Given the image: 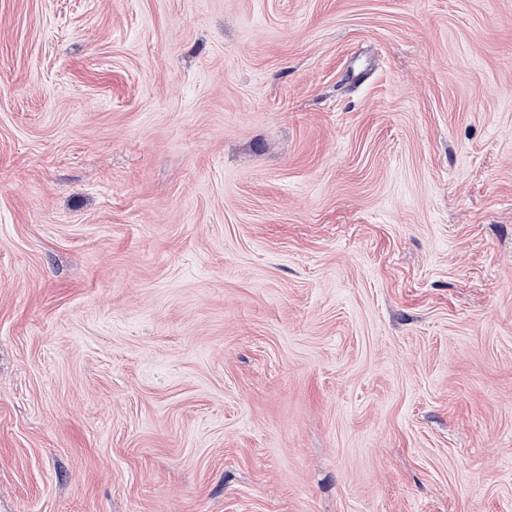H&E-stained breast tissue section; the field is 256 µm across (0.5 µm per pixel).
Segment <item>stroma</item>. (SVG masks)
<instances>
[{"label": "stroma", "instance_id": "1", "mask_svg": "<svg viewBox=\"0 0 512 512\" xmlns=\"http://www.w3.org/2000/svg\"><path fill=\"white\" fill-rule=\"evenodd\" d=\"M0 512H512V0H0Z\"/></svg>", "mask_w": 512, "mask_h": 512}]
</instances>
